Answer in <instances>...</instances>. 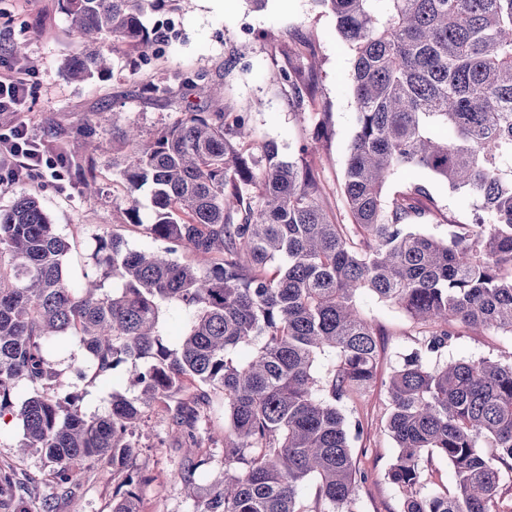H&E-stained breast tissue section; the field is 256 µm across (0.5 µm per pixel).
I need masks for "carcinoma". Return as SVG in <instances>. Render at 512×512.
Segmentation results:
<instances>
[{"label":"carcinoma","mask_w":512,"mask_h":512,"mask_svg":"<svg viewBox=\"0 0 512 512\" xmlns=\"http://www.w3.org/2000/svg\"><path fill=\"white\" fill-rule=\"evenodd\" d=\"M167 2L62 0L82 42L68 78L108 70L109 50L94 46L102 33L150 48L162 33L143 18ZM321 2L352 53V223L320 204L316 147L280 161L274 145L250 139L247 113L222 107L147 142L125 132L128 214L139 223L132 193L149 186L147 234L166 247L102 240L110 288L69 285V243L37 194L0 208V419L17 420L19 456L41 454L58 494L90 462L123 477L112 512H139L144 408L195 384L222 394L228 425L220 460L197 455L177 474L193 512H357L365 476L351 439L361 423L339 403L375 382L378 330L357 302L367 292L423 327L420 349L386 382L398 448L386 478L403 493L401 512H512V362H424L456 328L512 336V0ZM402 167L474 197L472 221L446 218V240L408 231L433 198L419 183L386 196ZM180 248L199 263L174 259ZM170 309L185 319L180 336L162 333ZM62 340L86 352L78 377L112 376L107 412L86 415L61 379L50 349ZM129 371L134 398L119 390ZM22 382L35 393L17 403ZM207 407L202 391L175 411V436L201 443ZM425 456L448 463L451 487L425 491Z\"/></svg>","instance_id":"carcinoma-1"}]
</instances>
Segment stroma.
<instances>
[{"instance_id":"stroma-1","label":"stroma","mask_w":512,"mask_h":512,"mask_svg":"<svg viewBox=\"0 0 512 512\" xmlns=\"http://www.w3.org/2000/svg\"><path fill=\"white\" fill-rule=\"evenodd\" d=\"M148 24L163 23L173 35L167 42L142 49L113 43L108 72L86 81L70 80L62 62L78 48L77 36L61 0H0V68L25 71L30 94L21 111L0 114V134L26 123L46 155L67 149L69 163L60 179L0 184V208L17 197L37 191L44 212L57 234L70 244L67 278L73 286L103 278L96 262L100 238L120 236L129 248L154 249L145 225L152 218L149 188L128 194L121 170L130 153L123 137L136 127L142 140L180 123L190 107L208 109V90L223 89L228 112H245L254 137L273 143L280 159L294 161L301 144L318 139L314 158L321 204L333 221H351L344 195V171L349 145L357 130L350 94L352 55L336 32V19L320 0H176L149 15ZM22 53H15V45ZM292 70L296 82L279 79ZM198 85H185L188 76ZM95 178L99 192L88 196L82 181ZM411 183L428 187L436 207L413 219L414 232L444 239L445 217L472 218L474 203L422 169H403L390 177L388 192ZM136 197L139 221L126 215L129 197ZM365 316L380 336L377 381L366 392L341 402L349 420L361 421L364 433L352 442V454L368 476L358 493V512H400L402 495L386 479L397 448L386 429L388 399L385 381L404 357L417 349V329L397 307L362 296ZM512 360V337L490 330H460L447 347L430 355L433 363ZM85 360L78 344L57 352L59 369L72 379L83 397L85 412L104 413L110 407L112 381L105 377L77 378L74 370ZM194 387L144 412L139 433V460L146 480L139 490V512H192L177 473L185 452L174 441L168 412L176 403H191ZM17 429H0V469L14 470L27 490V512H43L52 499L55 512H112L120 477L102 479L96 469L83 470L70 494L56 495L51 470L40 455L18 457Z\"/></svg>"}]
</instances>
